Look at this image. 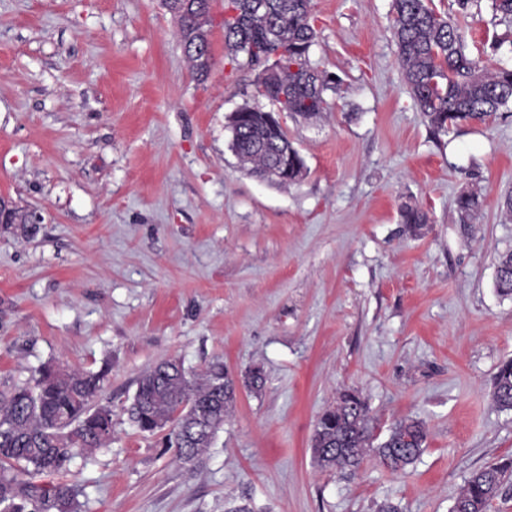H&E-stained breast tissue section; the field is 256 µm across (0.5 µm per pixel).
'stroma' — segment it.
Listing matches in <instances>:
<instances>
[{
  "label": "stroma",
  "mask_w": 512,
  "mask_h": 512,
  "mask_svg": "<svg viewBox=\"0 0 512 512\" xmlns=\"http://www.w3.org/2000/svg\"><path fill=\"white\" fill-rule=\"evenodd\" d=\"M226 5L200 81L163 0H0V197L42 217L0 224V386L46 365L103 373L112 441L66 474L82 512H450L475 470L512 459V410L492 400L512 357V298L494 286L512 117L433 133L402 81L392 0H312L311 62L341 82L330 111L284 120L302 180H259L228 118L273 105L230 59ZM461 23L480 65L512 63L491 0ZM463 191L481 200L467 232ZM405 204L427 212L420 231ZM169 358L265 376L192 463L125 411ZM344 390L376 434L425 422L406 473L316 465L315 424Z\"/></svg>",
  "instance_id": "35a3bbf8"
}]
</instances>
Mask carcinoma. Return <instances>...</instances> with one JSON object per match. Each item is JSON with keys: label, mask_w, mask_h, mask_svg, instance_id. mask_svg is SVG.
Masks as SVG:
<instances>
[{"label": "carcinoma", "mask_w": 512, "mask_h": 512, "mask_svg": "<svg viewBox=\"0 0 512 512\" xmlns=\"http://www.w3.org/2000/svg\"><path fill=\"white\" fill-rule=\"evenodd\" d=\"M178 19L177 36L192 74L207 78L211 42L212 0H164ZM237 20H224V44L231 59L246 71L261 56L280 49L282 65L276 84L262 95L277 111L303 119L330 109L326 92L337 81L312 66L309 48L316 40L311 0H236ZM391 32L399 62L417 109L429 126L441 132L452 126L496 118L512 100V66L482 67L467 52L466 32L431 7V0H393ZM259 109L245 110L238 124L235 153L259 178L292 142L282 125L266 128ZM463 229L480 208L479 196L463 192L456 199ZM403 223L419 229L428 222L416 206L401 210ZM495 287L512 297V252L498 258ZM103 376L93 372L46 366L31 382L0 390V512H80L76 486L59 478L71 459L107 447L112 441V409L95 403ZM260 368L248 369L244 387L259 391ZM237 381L222 363L196 372L179 359L164 360L137 379L129 420L142 432L163 434V441L190 462L204 453L233 405ZM492 400L512 410V359L500 363ZM428 439L420 420L400 421L384 438L375 434L371 410L355 391H343L336 404L318 418L311 440L316 463L340 474H355L365 460L395 472L406 470L423 452ZM512 462L487 465L471 474L451 512H489L507 481ZM50 478L47 483L35 477Z\"/></svg>", "instance_id": "obj_1"}]
</instances>
